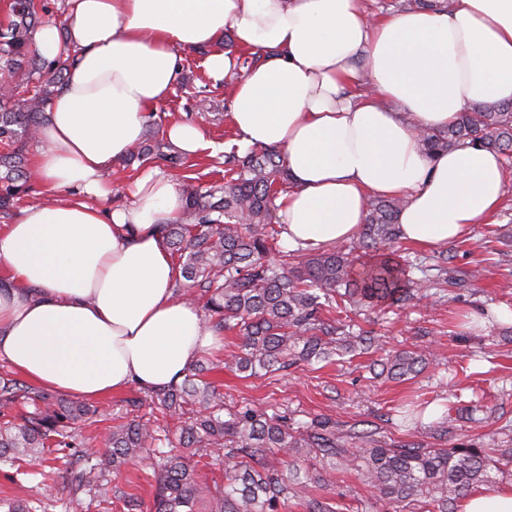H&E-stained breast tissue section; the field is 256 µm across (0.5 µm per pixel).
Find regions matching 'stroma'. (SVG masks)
<instances>
[{"mask_svg": "<svg viewBox=\"0 0 512 512\" xmlns=\"http://www.w3.org/2000/svg\"><path fill=\"white\" fill-rule=\"evenodd\" d=\"M204 48L184 53L181 71L167 100L158 104L146 124V143L164 141L169 121L183 120L200 125L210 142L199 155L185 158L172 168L157 163L156 168L175 184L194 178L202 188L223 183L225 157L236 138L231 124L229 90L232 78L212 81L205 73ZM505 206L492 223L476 225L467 238L445 246L420 250L400 242L399 249L410 255H424L429 263L447 259L449 268L479 271V278L448 285L437 310L412 301L402 307H375L349 312L348 324L379 336L393 349L432 353L426 368L409 380L375 376V354H361L345 362L299 366L285 372L243 379L223 364L238 339L224 333V346L208 352L215 365L207 380L216 382L224 394L225 407L251 404L268 411L285 412L307 421L327 415L341 428L356 424L376 430L385 440L418 441L428 448L470 445L477 448H512V325L499 322L493 311L512 308V293H502L501 283L512 281V164L506 168ZM479 315L483 326L469 331L457 324L460 312ZM428 403L435 416H446L448 434L439 437L427 428H404L396 412L408 400ZM96 420L79 423L75 431L100 440L108 427L130 419L155 421L161 428L177 431L179 416L161 413L145 399L138 386L97 399ZM325 483L318 495L333 502L337 512H366L370 493L354 470L338 467L324 472ZM73 473L56 470L41 479L37 467L22 464L20 469L0 465V497L41 499L46 512H64L73 483ZM117 483L133 494V508L114 502L112 512H149L153 505L155 478L149 460L122 466Z\"/></svg>", "mask_w": 512, "mask_h": 512, "instance_id": "1", "label": "stroma"}]
</instances>
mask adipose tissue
I'll list each match as a JSON object with an SVG mask.
<instances>
[{
    "instance_id": "adipose-tissue-1",
    "label": "adipose tissue",
    "mask_w": 512,
    "mask_h": 512,
    "mask_svg": "<svg viewBox=\"0 0 512 512\" xmlns=\"http://www.w3.org/2000/svg\"><path fill=\"white\" fill-rule=\"evenodd\" d=\"M65 27L41 26L46 60L75 49L39 136L38 177L72 197L26 206L0 226V361L29 384L96 400L183 379L221 338L176 297L180 277L160 225L184 201L158 171L105 212V173L143 136L177 80L182 52L210 47L209 76L254 63L230 89L241 149L285 158L276 200L289 248L352 240L369 201L399 197L403 240L457 241L491 223L505 196L499 153L468 144L426 155L420 132L471 105L512 104V0H435L379 18L367 0H68ZM458 512H512V485L489 484Z\"/></svg>"
}]
</instances>
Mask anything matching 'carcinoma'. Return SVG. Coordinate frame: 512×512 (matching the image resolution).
<instances>
[{
    "instance_id": "cac0c4a2",
    "label": "carcinoma",
    "mask_w": 512,
    "mask_h": 512,
    "mask_svg": "<svg viewBox=\"0 0 512 512\" xmlns=\"http://www.w3.org/2000/svg\"><path fill=\"white\" fill-rule=\"evenodd\" d=\"M13 19L0 27V69L23 79L0 95V167L17 178L23 147L38 136L45 109L75 54L66 52L49 65L29 58L39 25L36 0H13ZM28 69H23V65ZM429 155L471 144L512 158V104H483L461 112L445 129L422 135ZM157 142L138 149L146 163L162 160L173 166L182 158ZM224 184L205 192L184 189L185 221L162 224L183 281L176 287L193 301H203L207 325L234 331L240 343L227 360L229 367L256 377L286 371L297 364L330 362L356 349H379L370 332H354L332 314L343 307L398 305L414 298L406 270H420L436 289L475 277L451 275L447 268L410 260L394 249L400 239L399 198L372 200L366 221L353 241L319 250H283L279 225L271 223L278 186L287 181L281 154L273 148L242 154L226 161ZM437 274H432V270ZM428 357L423 352L389 350L380 365L394 378L416 375ZM202 365L183 380L150 392L163 412L187 416L178 441L162 435L155 424L132 419L109 428L105 448L86 450L87 440L71 425L95 413L82 399L40 391L8 373L0 374V464L42 463L61 454L80 466L66 512H76L83 496L112 503L121 490L112 483L120 464L150 453L155 457V496L152 512H284L288 498L300 488L323 482L321 475L302 467L315 459L355 470L362 484L389 504L425 499L427 512H454L476 488L496 481L502 467L512 463V448H426L414 441L377 440L351 429L339 430L331 418L295 421L286 414L245 405L224 411V395L202 379ZM18 404L33 409L8 418ZM187 448H208L215 459L229 461L224 487L217 491L197 479ZM285 460L270 463L274 452ZM0 512H45L39 499L0 498Z\"/></svg>"
}]
</instances>
